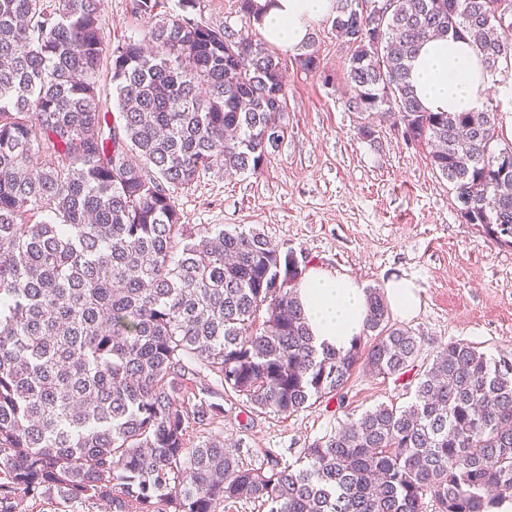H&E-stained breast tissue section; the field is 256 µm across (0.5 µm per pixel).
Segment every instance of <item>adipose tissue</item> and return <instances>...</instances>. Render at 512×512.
<instances>
[{"mask_svg": "<svg viewBox=\"0 0 512 512\" xmlns=\"http://www.w3.org/2000/svg\"><path fill=\"white\" fill-rule=\"evenodd\" d=\"M262 38L292 51L306 40L313 23L334 13L333 0H258ZM411 80L421 104L433 112H469L480 107L492 81L480 54L463 39L424 42L411 63ZM299 301L317 345L348 349L362 336L368 294L353 277L325 270L303 273L297 284ZM384 296L400 317L417 314L422 289L415 280H387Z\"/></svg>", "mask_w": 512, "mask_h": 512, "instance_id": "obj_1", "label": "adipose tissue"}]
</instances>
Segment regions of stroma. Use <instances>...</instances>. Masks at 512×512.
I'll return each mask as SVG.
<instances>
[{"instance_id": "35a3bbf8", "label": "stroma", "mask_w": 512, "mask_h": 512, "mask_svg": "<svg viewBox=\"0 0 512 512\" xmlns=\"http://www.w3.org/2000/svg\"><path fill=\"white\" fill-rule=\"evenodd\" d=\"M194 17L216 28L249 24L238 0H198ZM102 23L109 44L141 38L146 26L131 15L130 0H106ZM311 31L316 70L282 55L288 134L279 150L258 173L215 170L175 189L183 223L256 227L282 250L305 256L306 268L338 271L368 288L414 278L423 305L403 327L435 342L470 343L491 358L512 354V248L460 222L447 181L400 131L386 123L375 140L359 135L360 119L343 94L348 48L331 19ZM416 383L412 373L383 378L360 368L339 396L287 417L248 413L229 396L220 401L222 414L190 431L189 442L218 435L238 448L245 466L271 458L293 464L347 418L381 403L407 405Z\"/></svg>"}]
</instances>
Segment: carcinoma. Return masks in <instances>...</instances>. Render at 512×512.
Segmentation results:
<instances>
[{"label":"carcinoma","mask_w":512,"mask_h":512,"mask_svg":"<svg viewBox=\"0 0 512 512\" xmlns=\"http://www.w3.org/2000/svg\"><path fill=\"white\" fill-rule=\"evenodd\" d=\"M198 0L107 47L103 0H0V512H495L512 502V355L440 343L407 406L378 404L306 449L244 466L211 435L232 394L289 416L358 365L416 367L424 339L369 288L364 332L319 349L303 273L255 228L181 223L171 189L256 173L287 133L281 56L259 33L202 24ZM336 0L345 106L375 140L389 118L427 150L465 224L512 248V144L499 112H429L409 79L419 44L464 39L512 66V0ZM315 38L297 61L317 68ZM111 73L112 100L101 96ZM118 112H112V109Z\"/></svg>","instance_id":"carcinoma-1"}]
</instances>
